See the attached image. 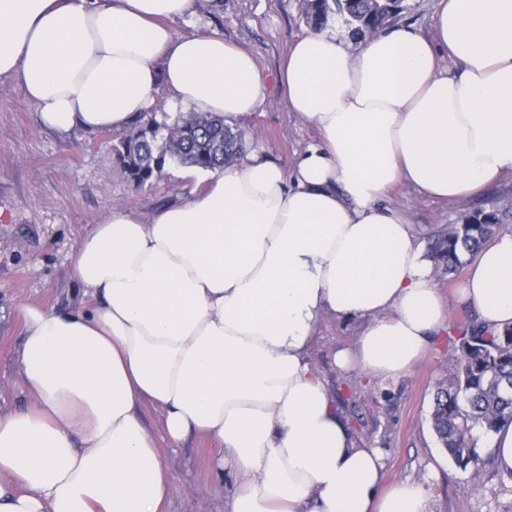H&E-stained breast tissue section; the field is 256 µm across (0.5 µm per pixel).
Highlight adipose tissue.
<instances>
[{
	"mask_svg": "<svg viewBox=\"0 0 512 512\" xmlns=\"http://www.w3.org/2000/svg\"><path fill=\"white\" fill-rule=\"evenodd\" d=\"M195 7L0 0V78L60 131L125 129L163 88L185 112L246 118L260 67L172 28ZM434 28L384 27L357 50L331 28L300 38L279 81L319 141L292 172L255 152L149 220L116 206L93 225L71 272L96 304L24 310L30 398L0 413V512H164L165 450L192 434L224 450V512H428L421 485L386 484L380 449L355 443L309 353L322 316L355 319L338 367L410 372L448 309L390 192L455 203L512 170V0H436ZM460 292L486 330L512 327V233L471 256Z\"/></svg>",
	"mask_w": 512,
	"mask_h": 512,
	"instance_id": "ef3b65f1",
	"label": "adipose tissue"
}]
</instances>
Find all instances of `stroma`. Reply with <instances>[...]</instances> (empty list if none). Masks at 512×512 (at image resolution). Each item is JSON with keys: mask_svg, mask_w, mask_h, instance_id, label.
<instances>
[{"mask_svg": "<svg viewBox=\"0 0 512 512\" xmlns=\"http://www.w3.org/2000/svg\"><path fill=\"white\" fill-rule=\"evenodd\" d=\"M179 32L218 34L254 56L266 78L263 100L241 127L252 148L266 149L283 169L316 141V129L290 112L278 75L290 46L308 33L300 0H198L193 19L176 21ZM115 132L79 128L60 133L43 127L22 85L0 79V412L24 406L29 388L19 376L14 355L24 336L22 310L30 305L58 311L92 306L70 272V259L93 224L123 206L140 217L189 198L205 181L184 168L169 167L161 181L134 189L115 163ZM512 199V171L472 199L447 203L417 194L406 185L390 195L402 208L426 250L459 213L491 199ZM449 307V325L466 326L475 317L459 300L463 272L435 271ZM359 323L324 317L310 352L359 445L381 449L387 482L421 484L430 512H512V479L485 468L471 480L449 458L431 427L437 384L448 374L454 351L439 336L427 355L406 376L383 386H366L355 372L339 370L333 356L352 345ZM173 489L166 512H224L233 490L231 476H218L217 450L200 435L169 449Z\"/></svg>", "mask_w": 512, "mask_h": 512, "instance_id": "obj_1", "label": "stroma"}]
</instances>
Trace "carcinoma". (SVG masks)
I'll use <instances>...</instances> for the list:
<instances>
[{"label": "carcinoma", "mask_w": 512, "mask_h": 512, "mask_svg": "<svg viewBox=\"0 0 512 512\" xmlns=\"http://www.w3.org/2000/svg\"><path fill=\"white\" fill-rule=\"evenodd\" d=\"M404 10L403 0H303V16L311 27L323 28L336 15L351 36L363 40ZM247 148L243 130L212 113H179L160 122L156 113L138 117L132 130L113 145V157L137 188L160 181L167 168L181 166L221 171L240 159ZM512 223V206L495 201L467 211L448 227L437 258L448 271L461 267V256L474 254L487 240ZM457 356L448 378L438 388L431 426L441 447L471 478L480 476L487 460L478 452L479 435L512 422V330L503 335L472 322L456 337Z\"/></svg>", "instance_id": "obj_1"}]
</instances>
